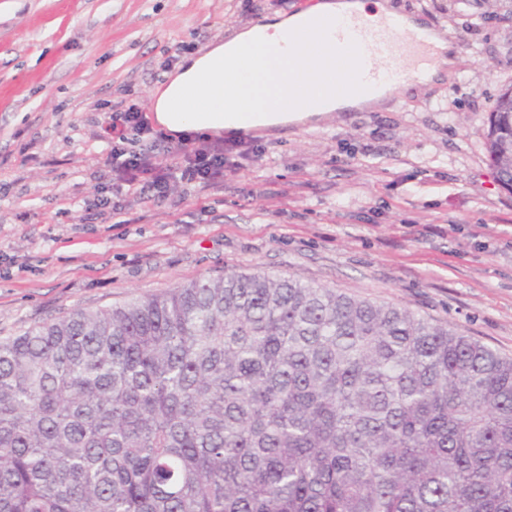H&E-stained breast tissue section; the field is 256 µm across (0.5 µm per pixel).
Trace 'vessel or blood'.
<instances>
[{"instance_id":"obj_1","label":"vessel or blood","mask_w":512,"mask_h":512,"mask_svg":"<svg viewBox=\"0 0 512 512\" xmlns=\"http://www.w3.org/2000/svg\"><path fill=\"white\" fill-rule=\"evenodd\" d=\"M325 38L336 47L337 61L348 55L359 58V65L349 83L336 87L337 95L353 91L368 95L387 85H398L402 71L397 67H379L377 58L404 59L414 63L430 62L431 44L425 33L401 30L396 23H386L383 29L368 33L345 20H323Z\"/></svg>"}]
</instances>
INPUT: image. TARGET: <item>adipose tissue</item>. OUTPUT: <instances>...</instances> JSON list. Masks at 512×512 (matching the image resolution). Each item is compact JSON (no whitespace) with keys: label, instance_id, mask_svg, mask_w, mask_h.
I'll return each mask as SVG.
<instances>
[{"label":"adipose tissue","instance_id":"ef3b65f1","mask_svg":"<svg viewBox=\"0 0 512 512\" xmlns=\"http://www.w3.org/2000/svg\"><path fill=\"white\" fill-rule=\"evenodd\" d=\"M336 14L372 32L395 11L384 0H320L304 11L277 15L268 23L242 30L182 66L156 98L157 122L175 134L224 130L234 137L259 126L320 119L339 108L362 104L356 93L336 94L337 80L357 67L353 58L337 63L336 51L318 25L322 17ZM307 18L313 21L310 32L320 47L316 53L302 44H284L288 33ZM204 73L209 79L203 83L199 77ZM302 75L312 83L317 103L299 110L294 98ZM191 86L197 87L196 96L187 99L182 110H174L173 100Z\"/></svg>","mask_w":512,"mask_h":512}]
</instances>
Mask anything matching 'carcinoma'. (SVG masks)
<instances>
[{
  "label": "carcinoma",
  "mask_w": 512,
  "mask_h": 512,
  "mask_svg": "<svg viewBox=\"0 0 512 512\" xmlns=\"http://www.w3.org/2000/svg\"><path fill=\"white\" fill-rule=\"evenodd\" d=\"M0 512H512V356L263 271L75 309L0 339Z\"/></svg>",
  "instance_id": "obj_1"
}]
</instances>
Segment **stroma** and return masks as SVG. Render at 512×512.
Returning <instances> with one entry per match:
<instances>
[{"label": "stroma", "mask_w": 512, "mask_h": 512, "mask_svg": "<svg viewBox=\"0 0 512 512\" xmlns=\"http://www.w3.org/2000/svg\"><path fill=\"white\" fill-rule=\"evenodd\" d=\"M315 2L0 0V338L262 270L406 306L512 356V190L485 149L512 87V0H389L458 49L448 74L245 135L220 186L122 193L80 223L79 202L112 182L113 107L150 110L169 56Z\"/></svg>", "instance_id": "35a3bbf8"}]
</instances>
